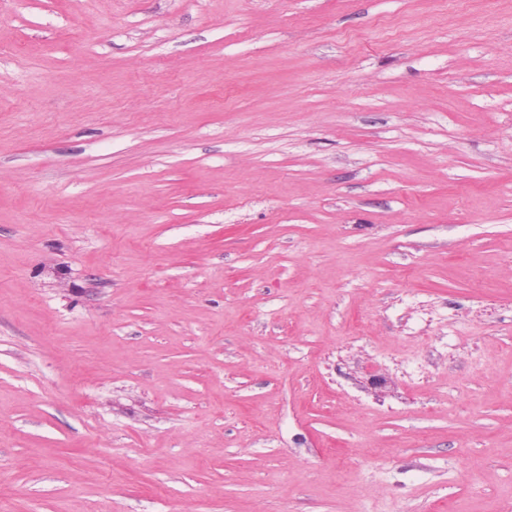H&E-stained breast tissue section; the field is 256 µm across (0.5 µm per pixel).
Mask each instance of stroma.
Listing matches in <instances>:
<instances>
[{"mask_svg": "<svg viewBox=\"0 0 512 512\" xmlns=\"http://www.w3.org/2000/svg\"><path fill=\"white\" fill-rule=\"evenodd\" d=\"M0 512H512V0H0Z\"/></svg>", "mask_w": 512, "mask_h": 512, "instance_id": "stroma-1", "label": "stroma"}]
</instances>
